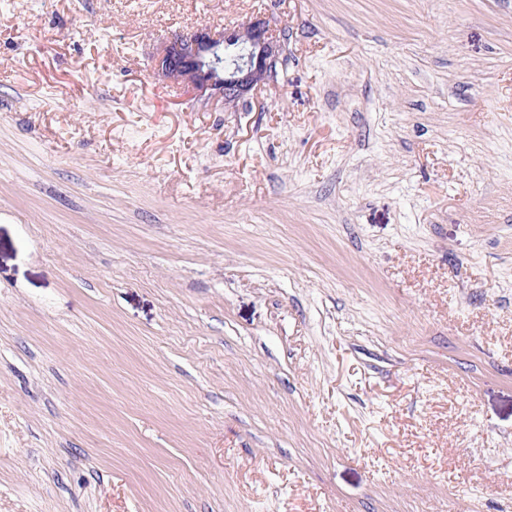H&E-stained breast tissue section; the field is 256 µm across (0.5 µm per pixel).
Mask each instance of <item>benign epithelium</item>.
Wrapping results in <instances>:
<instances>
[{
	"instance_id": "obj_1",
	"label": "benign epithelium",
	"mask_w": 512,
	"mask_h": 512,
	"mask_svg": "<svg viewBox=\"0 0 512 512\" xmlns=\"http://www.w3.org/2000/svg\"><path fill=\"white\" fill-rule=\"evenodd\" d=\"M281 54L267 22L255 19L218 35L198 29L162 42L156 72L196 96H220L229 109L273 81Z\"/></svg>"
}]
</instances>
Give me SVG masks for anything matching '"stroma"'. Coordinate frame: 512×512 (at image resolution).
Listing matches in <instances>:
<instances>
[{"label": "stroma", "mask_w": 512, "mask_h": 512, "mask_svg": "<svg viewBox=\"0 0 512 512\" xmlns=\"http://www.w3.org/2000/svg\"><path fill=\"white\" fill-rule=\"evenodd\" d=\"M0 512H512V0H0ZM229 46L244 52L228 66L224 65V50ZM282 50L266 21L249 20L219 35L198 29L162 42L156 53V72L196 96L219 95L229 109L273 81Z\"/></svg>", "instance_id": "35a3bbf8"}]
</instances>
